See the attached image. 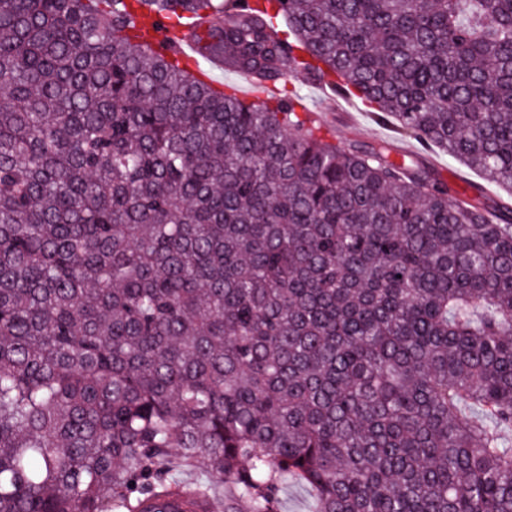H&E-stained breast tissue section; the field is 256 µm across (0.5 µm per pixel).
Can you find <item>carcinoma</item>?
<instances>
[{
  "label": "carcinoma",
  "instance_id": "cac0c4a2",
  "mask_svg": "<svg viewBox=\"0 0 512 512\" xmlns=\"http://www.w3.org/2000/svg\"><path fill=\"white\" fill-rule=\"evenodd\" d=\"M0 0V512H512V206L277 86L356 96L512 191V0ZM202 462L208 479L178 468ZM134 8V24L142 41L164 50L172 47L177 57L191 63L192 72L203 82L217 87L222 85L223 89L232 87L236 92L245 90V84L238 73L227 70L219 72L224 69L222 61L205 56L200 52L198 36L210 24L209 22L200 25L193 21L173 28L169 18L138 10L136 5ZM216 72L217 74L214 75ZM214 77L221 85L214 81ZM281 84H285L288 90L294 87L301 96L302 103L307 107L312 108V105L323 97L324 91L317 84L304 83L303 81H296L291 77H286ZM311 495L307 488L296 483H289L283 493V511L309 512Z\"/></svg>",
  "mask_w": 512,
  "mask_h": 512
}]
</instances>
